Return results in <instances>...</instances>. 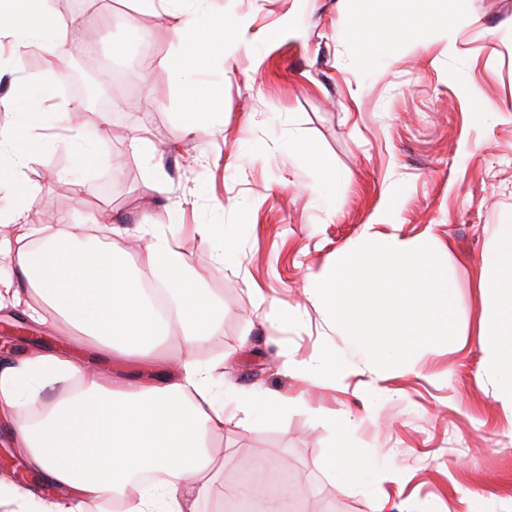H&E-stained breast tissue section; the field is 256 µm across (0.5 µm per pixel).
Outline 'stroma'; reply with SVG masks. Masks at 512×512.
<instances>
[{
    "mask_svg": "<svg viewBox=\"0 0 512 512\" xmlns=\"http://www.w3.org/2000/svg\"><path fill=\"white\" fill-rule=\"evenodd\" d=\"M476 21L449 38L444 27L409 41L387 61L365 62L352 35L374 29L392 0H365L355 21L348 0H212L215 16L244 20V45L228 67L212 64L186 86L171 64L174 15H156L137 0H47L59 30L81 28L71 56L92 49L98 67L127 71L101 111L77 118L78 139L59 131L55 146L26 171L32 192L27 221L67 215L97 230L111 219L128 228V268L141 280L138 225L167 237L182 263L202 274L224 305V320L202 346L186 351L169 336L156 362L105 358L113 377L177 375L187 358L212 370L215 390L233 383L287 402L278 418L225 425L213 440L217 480L232 487L260 462L287 457L299 503L314 512H467L460 491L478 492L489 512H512V397L485 372L481 322L490 313L480 283L493 243L512 234V0H474ZM282 27L281 37L265 32ZM0 44V131L20 115L4 107L31 73ZM208 99L204 130L185 134L186 95ZM152 133V157L134 153L130 131ZM330 154L343 176L332 185L288 142ZM98 159L83 163L76 143ZM126 165L124 180L113 170ZM169 182L152 196L156 174ZM201 224L245 225L239 260L218 265ZM396 235L429 244L446 270L457 315L456 339L418 350L396 371L379 370L350 350L340 328L310 300L312 278L363 242ZM297 313L285 320L284 309ZM319 351L341 353L345 375L319 386L294 361ZM351 416L352 447L382 457L368 489L333 481L326 468L339 423Z\"/></svg>",
    "mask_w": 512,
    "mask_h": 512,
    "instance_id": "obj_1",
    "label": "stroma"
}]
</instances>
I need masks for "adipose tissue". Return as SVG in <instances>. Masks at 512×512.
Segmentation results:
<instances>
[{"label": "adipose tissue", "mask_w": 512, "mask_h": 512, "mask_svg": "<svg viewBox=\"0 0 512 512\" xmlns=\"http://www.w3.org/2000/svg\"><path fill=\"white\" fill-rule=\"evenodd\" d=\"M163 13L179 14L171 37L181 49L180 67L186 79L209 59L224 57L231 37L243 24L237 19L213 22L211 0H158ZM412 11H396L377 29L364 32L359 45L370 62L392 55L401 42L417 38L440 21L439 0H412ZM16 47L40 44L47 70L59 72L65 62V42L46 17L43 0H0V40ZM50 83L32 78L24 94L11 99L20 113H38L44 123L68 120L79 111L68 103L61 112L45 110L52 97ZM30 152L0 139V164L19 193L15 205L0 213L10 235L0 237V255L12 258L17 281L0 282V301L26 308L36 323L63 324L69 342L87 350L84 366L67 357L47 354L33 361L0 362V415L11 422L17 448L28 465L61 490L59 498L36 502L29 488H18L14 503L23 512H84L96 503L102 512H198L201 497L223 494L212 476L215 460L210 440L227 423L246 425L281 411L278 398L225 385L223 399L210 389L211 372L196 361L181 365L178 377L116 382L97 368L101 353L148 355L172 331H179L188 348H196L224 318V307L197 285L199 275L186 268L169 240L146 242L141 263L160 273L162 291L170 304L161 312L148 298L141 281L124 259V231L112 227L113 239L97 245L87 227L55 219L41 248H33L32 228L25 222L28 196L20 190ZM490 269L481 288L492 298V313L481 334L490 349L487 370L512 394V235L498 240L487 253ZM77 376L78 385L59 391L61 380ZM327 465L332 478L344 485L368 488L379 461L340 440Z\"/></svg>", "instance_id": "ef3b65f1"}]
</instances>
